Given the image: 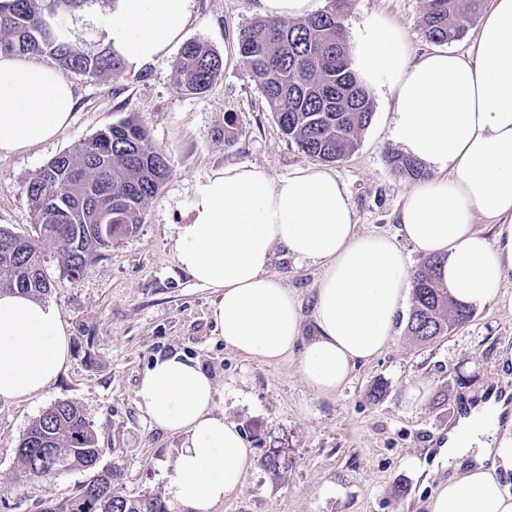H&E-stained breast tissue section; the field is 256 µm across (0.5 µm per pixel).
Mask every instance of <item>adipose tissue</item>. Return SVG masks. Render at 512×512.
<instances>
[{"instance_id": "1", "label": "adipose tissue", "mask_w": 512, "mask_h": 512, "mask_svg": "<svg viewBox=\"0 0 512 512\" xmlns=\"http://www.w3.org/2000/svg\"><path fill=\"white\" fill-rule=\"evenodd\" d=\"M190 0H109L87 12L131 69L163 56L180 39ZM352 67L369 89L393 100L392 135L412 158L441 170L407 192L399 212L406 239L437 259L453 299L481 307L499 301L512 273V0H492L471 49L434 50L411 59L404 38L380 16L350 45ZM74 108L70 82L54 66L0 54V153L55 138ZM489 224L481 231L477 222ZM322 269L314 306L316 333L302 336L300 305L270 274L275 249ZM176 257L217 292L210 316L241 356L276 362L298 352L307 386L336 392L354 367L393 339L410 283L392 237L360 234L345 182L335 172L301 167L279 180L255 164L224 167L199 182ZM70 339L53 305L0 293V398L41 397L69 360ZM220 393L197 361L155 359L136 402L151 424L182 435L167 493L181 512H215L240 489L254 463L237 426L217 407ZM488 403L448 435L447 457L475 462L434 489L429 512H512V418Z\"/></svg>"}]
</instances>
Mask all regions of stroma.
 <instances>
[{
  "mask_svg": "<svg viewBox=\"0 0 512 512\" xmlns=\"http://www.w3.org/2000/svg\"><path fill=\"white\" fill-rule=\"evenodd\" d=\"M253 0H191L183 38L214 50L222 77L203 94H185L172 78L178 48L138 70L95 77L71 73L76 103L54 139L0 154V226L32 232L27 187L52 158L127 115H135L167 155L170 174L143 208L142 222L84 273L65 274L47 251L46 297L70 337L58 381L37 400H0V512H42L80 492L94 472L117 470L129 497L166 498L180 436L150 424L136 404L139 379L158 356L197 360L215 380L220 410L254 450L243 487L217 512H427L449 472L440 456L448 432L469 407L512 393V312L491 302L470 321L427 343L406 331L358 364L335 394L305 384L296 357L276 363L242 358L226 347L211 317L216 293L180 266L175 245L197 183L228 165L252 163L272 179L312 165L313 157L280 132L261 89L236 52L240 31L257 21ZM424 0H348L346 36L383 15L412 53L431 49L422 33ZM374 118L355 149L332 171L346 183L357 230L398 237V211L413 178L391 168L403 149L391 135L386 93L372 92ZM233 142H225V130ZM301 307L312 336L320 266L276 251L270 267ZM71 400L92 424L103 453L95 470L49 480L19 476L15 450L29 423L51 404ZM277 455L279 473L262 460Z\"/></svg>",
  "mask_w": 512,
  "mask_h": 512,
  "instance_id": "obj_1",
  "label": "stroma"
}]
</instances>
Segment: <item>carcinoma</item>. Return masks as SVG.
Returning <instances> with one entry per match:
<instances>
[{
	"mask_svg": "<svg viewBox=\"0 0 512 512\" xmlns=\"http://www.w3.org/2000/svg\"><path fill=\"white\" fill-rule=\"evenodd\" d=\"M88 0H0V53L54 58L64 73L112 76L126 69L110 47L87 54L57 42L44 16L74 12ZM346 0L298 22L260 19L239 34V52L258 82L281 133L299 149L325 162L351 153L372 122L373 104L351 68L344 35ZM485 0H425L422 33L444 44L463 37ZM223 75L221 57L191 41L173 63L172 76L185 93L199 95ZM395 172L424 176L416 160L391 156ZM170 173L164 153L134 116L122 118L51 159L28 184L33 234L22 237L0 227V291L38 299L51 290L45 251L60 255L64 272L83 273L112 242L141 223L146 202ZM437 261L413 273V305L407 331L420 342L445 336L469 322L473 309L454 303L437 280ZM34 419L16 448L19 473L49 479L75 469L91 470L102 453L92 425L74 401ZM46 451L40 466L35 449ZM115 473H97L76 496L43 512H167L158 497H127L114 489Z\"/></svg>",
	"mask_w": 512,
	"mask_h": 512,
	"instance_id": "carcinoma-1",
	"label": "carcinoma"
}]
</instances>
